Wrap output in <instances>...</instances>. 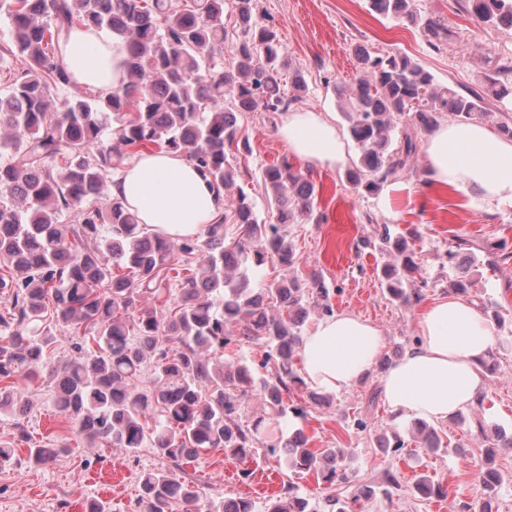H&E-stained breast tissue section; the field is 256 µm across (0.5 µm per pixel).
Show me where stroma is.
<instances>
[{"label": "stroma", "instance_id": "1", "mask_svg": "<svg viewBox=\"0 0 512 512\" xmlns=\"http://www.w3.org/2000/svg\"><path fill=\"white\" fill-rule=\"evenodd\" d=\"M463 0H416L417 10L441 18L452 36L432 48L422 29L371 11L366 0H256L260 20L277 32L291 65L302 68L308 92L299 108L327 113L338 129H345L334 86L355 75L354 49L402 52L419 59L438 84L459 92L481 90L499 60L512 59V27L486 26L461 8ZM281 117L249 112L240 120L252 150L240 154L238 187L256 203H264L262 170L288 155L276 134ZM345 167L322 169L306 165L302 173L316 188L317 222L292 224V238L301 272L321 276L331 290L334 311L348 312L377 326L384 339L380 358L399 360L417 341L420 305L451 294L458 280L468 283V300L495 321L492 348L494 369L478 404L462 415L438 421L445 446L430 450L414 440L411 420L392 410L380 390L382 374L372 373L349 389L330 394L326 403L308 406L303 423L313 449H348L347 467L353 482L336 487L340 498L357 496L359 488L380 486L386 470L399 473L402 493L386 498H360L359 512H457L475 502L480 493L479 472L491 466L501 476L491 493L492 512H512V448L486 450L496 435L512 434V208L496 213L484 205H464L461 195L427 185L424 156L412 170L397 173L386 184L396 204L386 211L380 196L359 195L345 179ZM389 225L393 235L409 234L420 264L412 282L422 293L421 303L408 306L386 292L384 267L389 253L366 246L374 225ZM29 402L24 415L0 414V443L15 446L10 465L0 468V512H69L77 502L97 500L108 512H138L135 491L144 472L161 470L195 483L207 496L251 499L263 512L268 497L290 474L275 458L257 454L240 462L212 449L192 461L164 458L146 447L135 454L78 436L55 405L56 379L47 375L33 382L19 381ZM26 429L29 443L16 441ZM405 446L392 452L394 435ZM57 449L45 466L28 460L29 444ZM250 477H243V470ZM422 476L443 489L442 496L425 498L407 489Z\"/></svg>", "mask_w": 512, "mask_h": 512}]
</instances>
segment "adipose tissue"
Listing matches in <instances>:
<instances>
[{"label":"adipose tissue","mask_w":512,"mask_h":512,"mask_svg":"<svg viewBox=\"0 0 512 512\" xmlns=\"http://www.w3.org/2000/svg\"><path fill=\"white\" fill-rule=\"evenodd\" d=\"M61 62L75 85L108 95L126 72L122 41L98 30H73ZM278 135L304 164L336 168L346 160L345 143L324 113H286ZM429 186L463 193L489 208L512 207V139L477 122H446L427 140ZM112 194L149 230L177 239L198 236L224 211V199L196 167L178 154L145 152L128 161ZM419 342L386 372L382 393L404 415L431 422L473 405L485 386L481 368L495 342L490 323L470 301L434 300L417 317ZM383 345L374 324L348 313L321 318L300 348L303 375L325 393L347 390L370 370Z\"/></svg>","instance_id":"adipose-tissue-1"}]
</instances>
